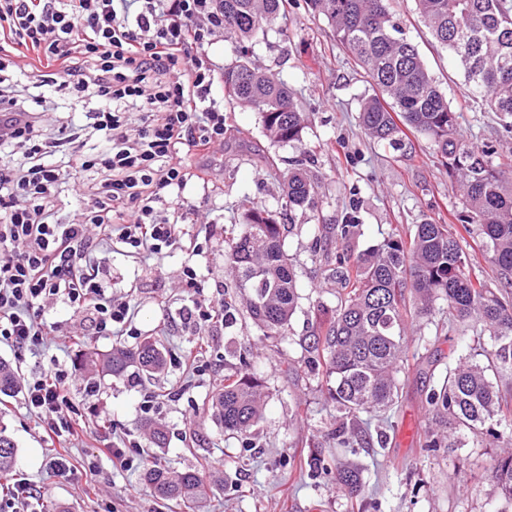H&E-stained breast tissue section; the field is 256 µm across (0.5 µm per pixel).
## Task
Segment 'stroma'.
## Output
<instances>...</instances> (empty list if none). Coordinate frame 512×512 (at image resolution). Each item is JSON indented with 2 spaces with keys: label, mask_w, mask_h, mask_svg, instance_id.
<instances>
[{
  "label": "stroma",
  "mask_w": 512,
  "mask_h": 512,
  "mask_svg": "<svg viewBox=\"0 0 512 512\" xmlns=\"http://www.w3.org/2000/svg\"><path fill=\"white\" fill-rule=\"evenodd\" d=\"M391 7L449 104L460 112L468 138L479 145L496 142L502 156L512 155V136H503L484 102L469 97L462 74L418 17L414 0H393ZM250 51L257 65L288 84L309 114L302 147L273 143L258 112L225 104L234 129L207 161L215 180H194L185 190L180 242L150 259L119 244L97 254L108 271L109 296L130 307L132 320L124 334L97 335L83 313L58 300L45 307L42 319L59 327L60 339L24 352L0 343V360L24 374L38 373L53 360L72 371V418L84 427L69 441L45 432L21 394L1 401L0 429L16 444V465L12 473L0 474V484L27 479L37 491L38 512H181L153 499L141 483L142 464L153 457L177 471L205 468L212 491L200 512H504L506 504L489 475L499 456L512 453V444L485 448L470 439L462 445L444 425L439 426L441 448L421 446L426 430L437 426L425 403L435 382L431 364L455 361L467 351L465 340L436 333L445 301H437L431 318L406 319L399 400L390 411L362 417L370 435L386 434V446L374 442L354 453L335 448L336 407L321 389L323 373L306 367L301 339L336 305L341 285L330 276L326 255L342 246L335 228L347 212H355L360 223L350 242L354 251L377 245L391 228L432 219L451 225L477 277L490 281L494 275L478 237L456 219L460 193L429 141L414 137L397 150L361 134L360 104L373 86L305 0H291L286 35L268 32ZM304 149L310 152L308 170L323 186L314 209L295 213L285 238L296 260L300 298L283 336H263L242 310L199 327L188 323L189 313L212 309L234 291L224 262L225 227L252 206L276 208L282 177ZM187 266L195 271L194 281L182 276ZM147 336L161 343L166 359L161 372L116 379L88 370L81 361L85 348L108 352ZM189 351L196 367L185 364ZM243 355L265 382L262 417L247 437L224 430L206 408ZM148 392L154 401L147 414L143 396ZM148 418L166 429L163 447L152 444L144 425ZM103 438L133 456L131 470L113 468L99 455ZM314 443L329 458L363 467L358 497L339 490L333 475L300 473L296 462ZM64 449L78 467L70 476L49 467L51 457Z\"/></svg>",
  "instance_id": "35a3bbf8"
}]
</instances>
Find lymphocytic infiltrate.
I'll list each match as a JSON object with an SVG mask.
<instances>
[{"instance_id":"1","label":"lymphocytic infiltrate","mask_w":512,"mask_h":512,"mask_svg":"<svg viewBox=\"0 0 512 512\" xmlns=\"http://www.w3.org/2000/svg\"><path fill=\"white\" fill-rule=\"evenodd\" d=\"M224 29L218 0H0V341L24 350L50 334L41 305L62 299L85 311L96 334L128 323L126 303L106 294L91 255L105 241L151 256L175 246L169 214L194 177L189 153L223 145L224 107L204 52ZM73 104L93 99L89 153L68 119L30 87ZM68 150L71 167L49 163ZM91 171L87 187L75 170ZM84 201L59 221L61 185ZM70 372L59 363L22 379L23 398L45 430L70 438Z\"/></svg>"}]
</instances>
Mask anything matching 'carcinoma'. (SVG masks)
Instances as JSON below:
<instances>
[{"mask_svg": "<svg viewBox=\"0 0 512 512\" xmlns=\"http://www.w3.org/2000/svg\"><path fill=\"white\" fill-rule=\"evenodd\" d=\"M416 9L437 43L447 49L464 77L467 92L497 114L503 133H512V0H415ZM288 0H221L224 32L238 43L237 57L224 69V91L239 105L258 112L267 137L281 145L303 142L308 113L301 110L288 85L253 65L244 43L277 24L287 31ZM323 16L338 44L362 68L375 93L360 109L359 122L376 142L397 145L407 133L425 137L448 176L462 189L461 221L475 224L488 259L506 288H489L473 277L472 266L448 225L426 220L409 235L391 233L374 248L327 257L336 278L344 283L330 316L316 323L304 338L307 365L325 368L328 398L340 413L334 440L338 448H362L360 415L388 409L399 399L395 377L406 352L403 310L417 319L432 315L434 303H447L444 334H457L467 323L489 333L490 347H470L468 357L448 369L426 395L429 411L441 422L468 429L487 447L512 443V391L492 381L512 380V159L493 165L496 149L476 146L459 130L460 114L428 68L416 46L401 36L389 0H307ZM318 178L303 167L292 168L282 182L280 206H254L242 223L224 230V260L238 292L224 301V319L242 308L265 336L283 329L297 308L299 294L293 257L284 247L285 221L298 209L314 208ZM482 355L487 364L473 358ZM85 365L113 377L129 367L154 372L164 355L151 338L134 347L102 354L90 348ZM240 370L224 378L211 398L224 429L251 433L262 414L263 380L249 371L246 357ZM15 370L0 363V394L17 388ZM14 442L0 431V471L15 458ZM299 467L311 474L327 471L319 452ZM491 480L512 503V454L497 459ZM336 484L350 494L362 485L360 467L336 469ZM143 484L160 499L179 500L188 510L207 493L204 477L195 470L175 472L156 460L145 463Z\"/></svg>", "mask_w": 512, "mask_h": 512, "instance_id": "1", "label": "carcinoma"}]
</instances>
